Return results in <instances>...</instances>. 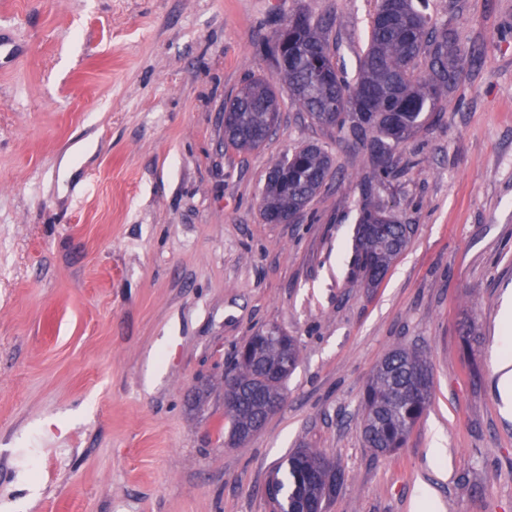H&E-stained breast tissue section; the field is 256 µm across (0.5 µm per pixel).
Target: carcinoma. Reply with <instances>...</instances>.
Wrapping results in <instances>:
<instances>
[{"label": "carcinoma", "instance_id": "obj_1", "mask_svg": "<svg viewBox=\"0 0 512 512\" xmlns=\"http://www.w3.org/2000/svg\"><path fill=\"white\" fill-rule=\"evenodd\" d=\"M269 44L279 74L288 84L291 104L316 123L358 137L371 131L372 154L383 158L376 177L388 175L392 149L421 126L460 75L461 56L454 36L438 28L413 0H377L358 75L350 85L341 77L328 44V24L305 12L295 14ZM427 74L415 75L420 57ZM230 121L224 144L240 152L266 145L277 123L280 102L270 80H248L224 106ZM332 168L328 151L317 143L284 155L270 168L263 190L261 217L267 224L292 221L322 189ZM409 224L366 202L360 208L354 266L365 287L380 284L392 262L405 250ZM298 362L295 341L276 326L249 339L243 359L226 375L236 388L224 405L229 441L264 424L268 407L283 403L288 377ZM427 361L415 352L395 350L374 369L364 394V437L368 447L394 454L404 447L426 411L432 387L418 390ZM340 471L318 452L301 448L287 459L282 475L271 482L280 512H302L312 499L326 501L341 484Z\"/></svg>", "mask_w": 512, "mask_h": 512}]
</instances>
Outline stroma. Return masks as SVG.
Masks as SVG:
<instances>
[{
    "label": "stroma",
    "instance_id": "35a3bbf8",
    "mask_svg": "<svg viewBox=\"0 0 512 512\" xmlns=\"http://www.w3.org/2000/svg\"><path fill=\"white\" fill-rule=\"evenodd\" d=\"M376 0H0L21 50L0 71V512H273L297 449L336 464L325 512H512V0H428L462 56L455 89L393 149L316 124L265 47L295 12L330 25L355 80ZM272 79L268 144L224 145V103ZM316 142L334 165L291 222L260 216L271 165ZM412 225L375 288L353 266L362 202ZM298 345L286 402L224 432V373L256 330ZM472 340H464V329ZM396 348L432 399L393 456L363 392ZM439 460H431L433 442Z\"/></svg>",
    "mask_w": 512,
    "mask_h": 512
}]
</instances>
